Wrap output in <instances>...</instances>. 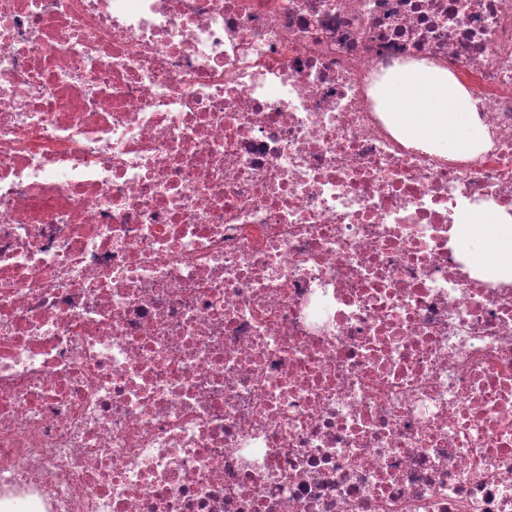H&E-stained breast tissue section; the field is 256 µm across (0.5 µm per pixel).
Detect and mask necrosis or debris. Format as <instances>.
<instances>
[{
	"instance_id": "4bbe7bcc",
	"label": "necrosis or debris",
	"mask_w": 512,
	"mask_h": 512,
	"mask_svg": "<svg viewBox=\"0 0 512 512\" xmlns=\"http://www.w3.org/2000/svg\"><path fill=\"white\" fill-rule=\"evenodd\" d=\"M469 90L458 158L373 95ZM512 0H0V512H512ZM497 215L465 217L454 224L453 235L465 256L480 273L512 280V223L502 224Z\"/></svg>"
}]
</instances>
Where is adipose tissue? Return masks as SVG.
Masks as SVG:
<instances>
[{
  "label": "adipose tissue",
  "mask_w": 512,
  "mask_h": 512,
  "mask_svg": "<svg viewBox=\"0 0 512 512\" xmlns=\"http://www.w3.org/2000/svg\"><path fill=\"white\" fill-rule=\"evenodd\" d=\"M379 92L393 122L414 144L460 157L482 149L476 106L454 77L421 65L394 74ZM453 235L479 272L512 280V223L491 213L466 217L454 225Z\"/></svg>",
  "instance_id": "ef3b65f1"
}]
</instances>
